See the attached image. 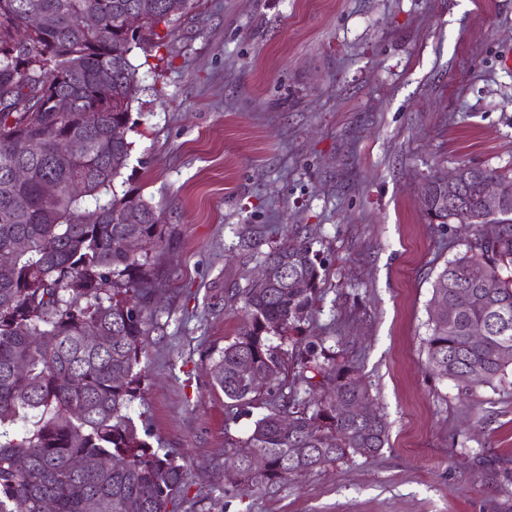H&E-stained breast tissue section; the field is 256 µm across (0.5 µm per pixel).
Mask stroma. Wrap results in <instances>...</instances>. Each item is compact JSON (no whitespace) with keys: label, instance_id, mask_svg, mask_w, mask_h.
<instances>
[{"label":"stroma","instance_id":"stroma-1","mask_svg":"<svg viewBox=\"0 0 512 512\" xmlns=\"http://www.w3.org/2000/svg\"><path fill=\"white\" fill-rule=\"evenodd\" d=\"M512 0H193L134 50L128 165L160 212L147 373L130 409L183 456L175 512H512V372L473 394L427 363L435 277L464 226L426 216L427 177L512 174ZM323 261L303 333L348 358L389 443L269 493L224 484L263 400L230 405L211 368L244 328L228 289L293 233ZM223 495H215V488Z\"/></svg>","mask_w":512,"mask_h":512}]
</instances>
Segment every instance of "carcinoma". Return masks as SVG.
<instances>
[{"instance_id": "carcinoma-1", "label": "carcinoma", "mask_w": 512, "mask_h": 512, "mask_svg": "<svg viewBox=\"0 0 512 512\" xmlns=\"http://www.w3.org/2000/svg\"><path fill=\"white\" fill-rule=\"evenodd\" d=\"M167 0H0V253L12 256L0 276V512H175L184 487L179 457L149 448L138 434L130 408L149 344L153 288L149 256L165 245L164 225L143 196H119L114 182L130 157L132 142L112 141V126L130 123L138 91L135 48L157 47L173 33L177 18ZM130 9L144 17L145 36L127 33ZM31 12L54 15L58 23L36 33L25 28ZM112 71L104 84L101 72ZM72 100L56 112L52 99ZM99 113L91 127L84 113ZM37 139L33 154L27 142ZM28 175L10 178L15 167ZM460 205L474 203L478 181L512 185L499 170L459 167ZM50 179L61 193L53 204L41 194ZM80 180L83 192L70 185ZM423 208L447 194L425 180ZM494 236L470 224L465 250L438 272L432 299L445 301L446 315L430 317L425 339L435 374L464 391L502 380L512 367V195L493 218ZM259 265L282 270L264 282L231 291L227 302L243 303L247 323L224 346L212 369L213 384L243 404L267 394L246 447L262 455L254 469L232 460L225 482L267 492L353 456L374 457L388 440L376 413L358 417L365 384L346 361L327 354L322 343L295 340L290 355L271 337L301 333L319 292L321 263L307 240L284 242L257 253ZM479 263L485 278L471 286L467 267ZM486 334L472 340L471 330ZM112 337L92 346L89 332ZM265 376L255 388L240 370ZM293 381L323 394L299 397ZM288 420V431L280 428ZM106 459L105 470H78L74 460Z\"/></svg>"}]
</instances>
